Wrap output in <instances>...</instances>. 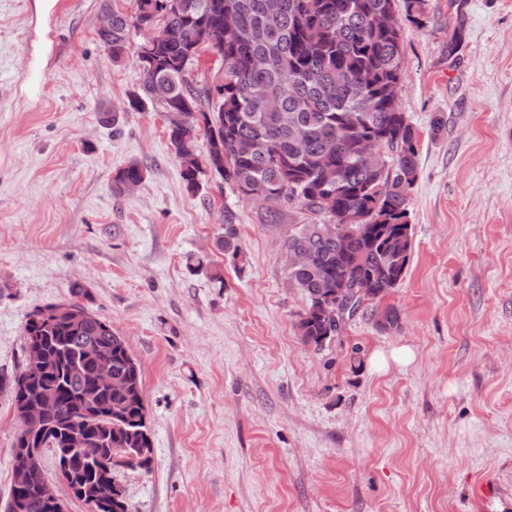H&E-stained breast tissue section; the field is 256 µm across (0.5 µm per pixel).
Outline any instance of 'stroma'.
Returning a JSON list of instances; mask_svg holds the SVG:
<instances>
[{
  "label": "stroma",
  "mask_w": 512,
  "mask_h": 512,
  "mask_svg": "<svg viewBox=\"0 0 512 512\" xmlns=\"http://www.w3.org/2000/svg\"><path fill=\"white\" fill-rule=\"evenodd\" d=\"M107 8L135 12L0 0V374L22 367L28 315L79 282L141 365L153 454L119 475L129 512H512V0H427L406 28L420 175L413 252L383 300L399 325L361 312L318 350L285 248L310 214L269 215L208 173L185 191L162 108L129 105L146 34L113 64ZM132 161L145 178L115 195ZM228 215L236 259L217 247ZM401 345L411 362L373 369ZM17 431L2 390L0 508Z\"/></svg>",
  "instance_id": "obj_1"
}]
</instances>
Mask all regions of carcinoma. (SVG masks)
Returning a JSON list of instances; mask_svg holds the SVG:
<instances>
[{
    "label": "carcinoma",
    "instance_id": "obj_1",
    "mask_svg": "<svg viewBox=\"0 0 512 512\" xmlns=\"http://www.w3.org/2000/svg\"><path fill=\"white\" fill-rule=\"evenodd\" d=\"M180 10L166 9V0H135V19L162 23L167 38L154 44L151 58H138L142 81L130 99L138 108L147 102L165 111H187L182 125L168 126L179 158L204 135V165L222 182L250 201L247 190H258L267 205L300 206L314 215L288 236V249L305 247L312 264L289 271V279L305 296L297 330L304 345L320 349L346 322L322 318L320 306L344 283L368 285L366 302L381 301L403 280L413 249L408 223L409 193L419 178L416 135L400 110L404 23L422 25L426 0H282L280 12L268 16L263 0H183ZM112 27L100 28L98 40L112 48V62L124 58L130 33L128 17L114 10ZM231 18L237 34L218 51L235 78L213 88L188 80L201 51L211 49L204 33H216ZM263 89L280 99L267 111L253 92ZM373 137L387 149L388 164L372 169L359 156L362 138ZM260 140L272 144L261 154ZM339 181L325 182L331 172ZM203 169H181L185 190H200ZM137 161L119 170L112 189L126 192L130 182L143 181ZM367 223L347 234L350 216ZM219 245L237 258L236 229L224 217ZM68 304L85 314L78 326L42 309L29 315L25 335L40 339L49 369L23 365L12 377H0L12 404L21 400L48 403V422L57 430L37 448H61L72 422L81 420L85 446L65 465L67 484H90L101 499L113 493L112 476L92 468L100 457L116 453L121 465L150 471L152 444L146 425L141 369L123 337L110 322L88 311L81 300L88 291L71 285ZM392 307L378 312L377 324L398 325ZM112 361L115 381L97 384L95 360ZM12 462L29 470L23 490L10 498L23 500L22 512H53L40 494L45 476L41 455L12 446Z\"/></svg>",
    "mask_w": 512,
    "mask_h": 512
}]
</instances>
